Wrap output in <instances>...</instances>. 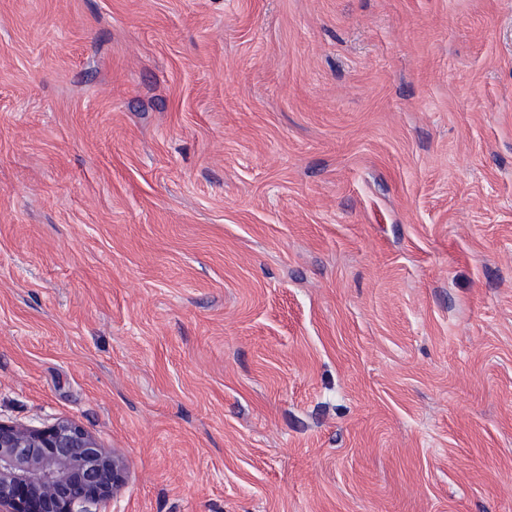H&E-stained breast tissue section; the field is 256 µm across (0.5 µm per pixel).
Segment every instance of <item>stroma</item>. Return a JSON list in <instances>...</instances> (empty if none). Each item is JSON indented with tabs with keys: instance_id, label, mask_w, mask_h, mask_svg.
I'll list each match as a JSON object with an SVG mask.
<instances>
[{
	"instance_id": "35a3bbf8",
	"label": "stroma",
	"mask_w": 512,
	"mask_h": 512,
	"mask_svg": "<svg viewBox=\"0 0 512 512\" xmlns=\"http://www.w3.org/2000/svg\"><path fill=\"white\" fill-rule=\"evenodd\" d=\"M106 512H512V0H0V420ZM128 467L83 426L58 419L44 427L0 421L1 512H91L126 487Z\"/></svg>"
}]
</instances>
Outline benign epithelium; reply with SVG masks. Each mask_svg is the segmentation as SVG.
<instances>
[{
    "label": "benign epithelium",
    "instance_id": "1",
    "mask_svg": "<svg viewBox=\"0 0 512 512\" xmlns=\"http://www.w3.org/2000/svg\"><path fill=\"white\" fill-rule=\"evenodd\" d=\"M128 467L83 426L0 421V512H91L126 487Z\"/></svg>",
    "mask_w": 512,
    "mask_h": 512
}]
</instances>
